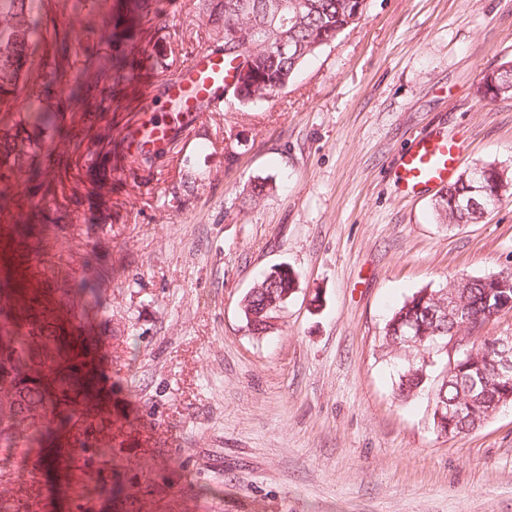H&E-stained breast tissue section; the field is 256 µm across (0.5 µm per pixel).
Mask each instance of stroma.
<instances>
[{
    "label": "stroma",
    "instance_id": "stroma-1",
    "mask_svg": "<svg viewBox=\"0 0 512 512\" xmlns=\"http://www.w3.org/2000/svg\"><path fill=\"white\" fill-rule=\"evenodd\" d=\"M38 29L27 82L0 91L18 159L0 165V282L14 289L0 313L38 294L37 316L69 343L42 391L82 372L96 388L52 427L61 445L80 440L81 476L34 452L23 473L0 448V506L512 512V406L438 434L444 361L403 401L401 355L383 342L414 293L512 267V185L483 221L450 228L436 191L404 195L394 176L414 139L439 131L462 143L461 169L512 174V97L480 99L483 76L512 60V0H366L275 98L208 113L210 142L190 131L126 168L109 130L140 109L148 49L164 45L172 73L219 31L199 0H54ZM44 130L45 156L29 149ZM27 246L29 270L14 256ZM281 264L297 286L276 332L253 335L240 301ZM86 268L103 304L92 322Z\"/></svg>",
    "mask_w": 512,
    "mask_h": 512
}]
</instances>
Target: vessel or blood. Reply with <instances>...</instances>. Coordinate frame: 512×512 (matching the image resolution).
Instances as JSON below:
<instances>
[{"label": "vessel or blood", "instance_id": "vessel-or-blood-1", "mask_svg": "<svg viewBox=\"0 0 512 512\" xmlns=\"http://www.w3.org/2000/svg\"><path fill=\"white\" fill-rule=\"evenodd\" d=\"M233 80L222 50L205 46L195 51L173 79L147 89L141 115L121 128V164H135L178 141L185 124L203 125L207 112L223 107ZM462 154L463 146L454 137L440 132L421 136L400 157L395 178L405 194H421L452 178Z\"/></svg>", "mask_w": 512, "mask_h": 512}]
</instances>
